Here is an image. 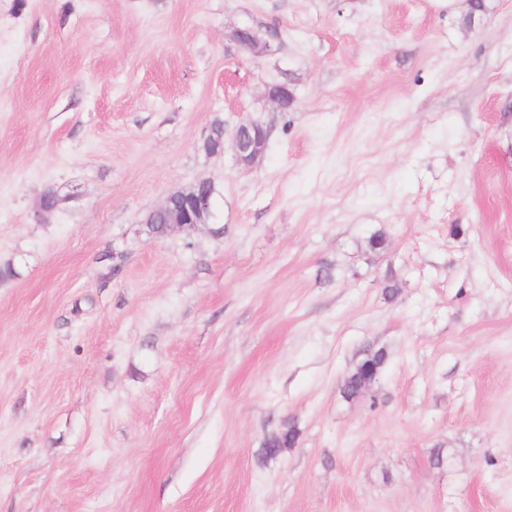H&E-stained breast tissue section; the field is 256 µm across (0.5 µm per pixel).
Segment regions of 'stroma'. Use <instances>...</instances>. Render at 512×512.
<instances>
[{"instance_id": "35a3bbf8", "label": "stroma", "mask_w": 512, "mask_h": 512, "mask_svg": "<svg viewBox=\"0 0 512 512\" xmlns=\"http://www.w3.org/2000/svg\"><path fill=\"white\" fill-rule=\"evenodd\" d=\"M485 3L0 0V512H512V0ZM218 119L269 128L259 165L205 153ZM203 178L213 222L147 236ZM296 440V430L294 426H289L277 433L271 434L265 441V455L271 457L284 448H290Z\"/></svg>"}]
</instances>
